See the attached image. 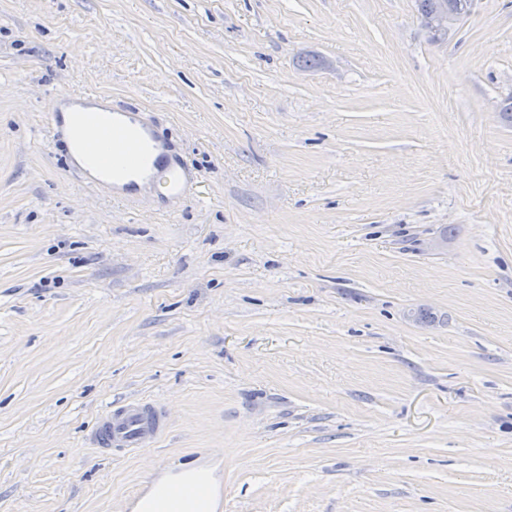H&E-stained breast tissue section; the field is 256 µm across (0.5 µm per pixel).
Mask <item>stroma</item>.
<instances>
[{"instance_id":"stroma-1","label":"stroma","mask_w":512,"mask_h":512,"mask_svg":"<svg viewBox=\"0 0 512 512\" xmlns=\"http://www.w3.org/2000/svg\"><path fill=\"white\" fill-rule=\"evenodd\" d=\"M317 56L321 65L303 66ZM146 112L187 196L67 166L49 92ZM512 0H0V512H512ZM169 410L101 456L112 403ZM417 2L421 17L434 6L441 3L450 5L455 0H417ZM473 2V0H458L449 9L447 5H443L422 17L423 24L431 31L436 43L448 42V39L454 35L457 22L470 11ZM170 428L166 407L151 400L114 403L95 424L90 443L102 453L153 448Z\"/></svg>"}]
</instances>
